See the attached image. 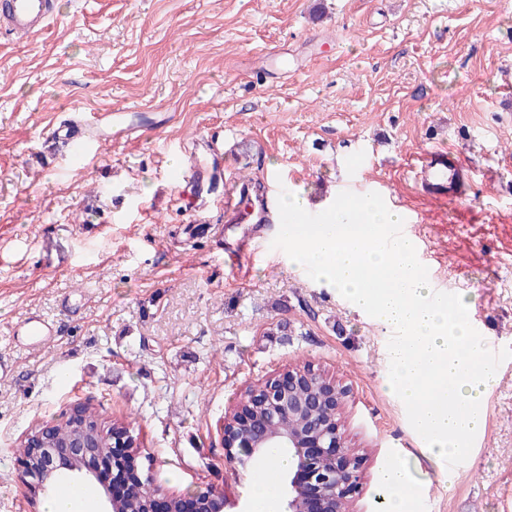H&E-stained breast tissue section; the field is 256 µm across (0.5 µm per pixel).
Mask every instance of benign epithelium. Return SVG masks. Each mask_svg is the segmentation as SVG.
Returning <instances> with one entry per match:
<instances>
[{
    "label": "benign epithelium",
    "instance_id": "7a95c632",
    "mask_svg": "<svg viewBox=\"0 0 512 512\" xmlns=\"http://www.w3.org/2000/svg\"><path fill=\"white\" fill-rule=\"evenodd\" d=\"M254 405L239 402L224 417L225 457L241 461L234 450L253 461H270V450L285 448L293 461L286 478L285 512H330V502L353 498L362 488L361 458L351 453L342 424L347 389L311 368H286L249 386ZM112 448L135 455L136 438L129 430L112 433ZM39 471H27L37 491H54L61 477L97 482L96 463L104 451L96 441L78 432L69 440L43 449ZM105 512H125L126 493L100 487ZM224 512V494L215 490L190 495L157 492L148 512Z\"/></svg>",
    "mask_w": 512,
    "mask_h": 512
}]
</instances>
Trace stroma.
I'll return each mask as SVG.
<instances>
[{
  "label": "stroma",
  "instance_id": "obj_1",
  "mask_svg": "<svg viewBox=\"0 0 512 512\" xmlns=\"http://www.w3.org/2000/svg\"><path fill=\"white\" fill-rule=\"evenodd\" d=\"M100 112L143 128L81 161L49 140ZM439 142L473 169L454 204L403 176ZM195 155L213 178L202 200L176 179ZM243 175L313 214L346 184L395 198L486 346L512 347V0H53L43 34L0 30V512H44L18 446L78 402L137 436L156 489L254 512L262 469L226 459L224 414L304 365L348 390L364 456L350 512H380L396 460L415 512H512V359L482 446L448 469L389 391L390 331L289 268L278 225L241 249L222 193ZM31 314L58 327L38 350L13 338Z\"/></svg>",
  "mask_w": 512,
  "mask_h": 512
}]
</instances>
